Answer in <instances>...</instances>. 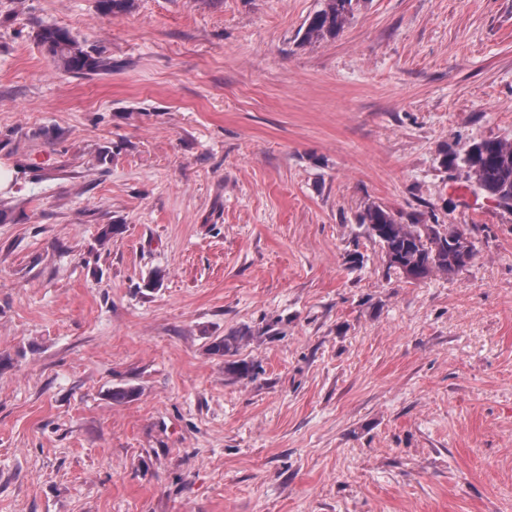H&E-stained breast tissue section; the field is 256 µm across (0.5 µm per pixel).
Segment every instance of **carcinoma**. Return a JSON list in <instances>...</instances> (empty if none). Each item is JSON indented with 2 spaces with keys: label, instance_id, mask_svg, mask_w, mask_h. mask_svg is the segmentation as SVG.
Returning <instances> with one entry per match:
<instances>
[{
  "label": "carcinoma",
  "instance_id": "1",
  "mask_svg": "<svg viewBox=\"0 0 512 512\" xmlns=\"http://www.w3.org/2000/svg\"><path fill=\"white\" fill-rule=\"evenodd\" d=\"M359 0H322V7L307 21L301 42L312 43L334 37L353 16ZM42 40L58 68L70 74L105 72L110 67L99 55L85 50L70 31L50 27ZM452 161L475 169L479 188L512 212V142L502 139L473 141L452 152ZM369 236L385 254L388 269L419 282L442 272L452 277L462 271L476 255L475 241H452L453 227L422 224L409 232L394 214L369 205L359 215Z\"/></svg>",
  "mask_w": 512,
  "mask_h": 512
}]
</instances>
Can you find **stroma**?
Returning a JSON list of instances; mask_svg holds the SVG:
<instances>
[{"label": "stroma", "instance_id": "35a3bbf8", "mask_svg": "<svg viewBox=\"0 0 512 512\" xmlns=\"http://www.w3.org/2000/svg\"><path fill=\"white\" fill-rule=\"evenodd\" d=\"M321 3L0 0V512H512V212L443 163L512 140V0ZM322 7L307 21L301 41L312 43L336 37L353 16L359 0H322ZM42 40L58 68L70 74H92L109 71L101 55L85 50L70 31L50 27L44 30ZM359 224L381 246L388 269L411 281L428 279L435 272L453 277L476 255L475 241L470 235L467 242H460L468 237L462 226H455L460 241L452 242L453 226L441 229V224H399L391 211L379 205L365 207ZM404 226L417 229L405 232ZM464 255L468 261L463 259Z\"/></svg>", "mask_w": 512, "mask_h": 512}]
</instances>
